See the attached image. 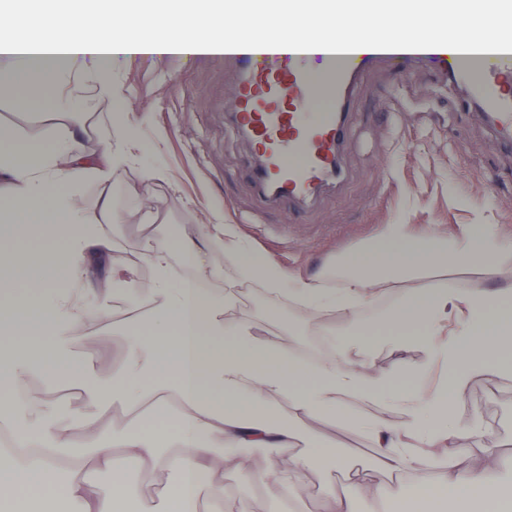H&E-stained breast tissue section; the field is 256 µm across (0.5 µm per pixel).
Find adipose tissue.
<instances>
[{
  "instance_id": "adipose-tissue-1",
  "label": "adipose tissue",
  "mask_w": 512,
  "mask_h": 512,
  "mask_svg": "<svg viewBox=\"0 0 512 512\" xmlns=\"http://www.w3.org/2000/svg\"><path fill=\"white\" fill-rule=\"evenodd\" d=\"M151 20L172 38L139 39ZM53 22L61 32L45 39ZM210 23L200 0H0V87L27 88L33 97H46L50 109L29 133L0 126V427L8 428L12 445L0 451V491H34L32 512H128L130 474L165 470L171 482L150 512H201L206 502L221 512L225 471L252 482L243 452L264 448L275 468L263 478L262 492L287 504L307 472L350 464L351 449L332 447L318 435L308 437L306 449L290 448L302 428L328 418L363 430L378 468L418 478L375 486L355 477L348 490L326 489L324 512H359L363 499L384 500L393 512H486L490 500L504 495L499 471L480 466L465 477L451 464L433 479L421 471L447 448L495 453L491 429L457 420L453 397L480 375L512 378V289H461L445 279L426 285L421 279L451 268H511L512 243H499L493 226L444 238L393 224L323 273L305 277L255 249L217 213L205 231L185 235L177 247L149 235L136 262L117 258L108 226L126 216L114 204L112 186L134 163L139 141L126 113L114 108L111 63L134 55H189L193 45L176 39V32L202 38ZM88 90L93 104L111 107L107 130L95 140L86 125L68 121L70 102ZM90 180L97 196L89 206L82 189ZM35 228L44 247L23 249ZM218 244L243 281L288 298L320 333L335 335L336 352L306 363L279 337L255 336L236 288L213 295L178 282L174 255L204 279L215 274L205 255ZM42 265L65 283L62 293L35 277ZM142 266L152 272L145 286L137 277ZM92 267L103 268L106 282L149 296L148 315L124 331V367L110 373L73 350L106 341L96 333L74 335L76 327L111 314L110 303L93 307L86 300ZM18 286L24 296H15ZM396 288L405 291L397 305L377 321L357 320L371 297ZM336 315L342 318L337 331ZM380 340L414 347L422 359L377 367L372 351ZM50 358L67 366V384L83 392L81 411L66 421L50 419L53 404L31 380ZM437 365L445 371L443 385L417 389ZM44 374L53 380V373ZM20 397L44 414L40 430L17 422ZM108 399L126 406L127 424L105 418L101 406ZM356 405L400 410L407 429L395 431L380 415L353 414ZM79 431L90 434L81 445L75 442ZM103 474L109 482H100Z\"/></svg>"
}]
</instances>
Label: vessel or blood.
<instances>
[{
    "label": "vessel or blood",
    "mask_w": 512,
    "mask_h": 512,
    "mask_svg": "<svg viewBox=\"0 0 512 512\" xmlns=\"http://www.w3.org/2000/svg\"><path fill=\"white\" fill-rule=\"evenodd\" d=\"M224 62L240 74L238 108L233 122L258 146L262 161L253 179L272 199L303 202L329 180L341 177L340 156L350 123V103L371 56L355 51H329L321 77H314L300 51L227 50ZM480 51H452L434 60L450 80L478 103L512 149V92L500 88V73L486 69ZM318 97L329 109L308 113Z\"/></svg>",
    "instance_id": "obj_1"
}]
</instances>
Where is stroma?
I'll return each instance as SVG.
<instances>
[{
    "label": "stroma",
    "instance_id": "35a3bbf8",
    "mask_svg": "<svg viewBox=\"0 0 512 512\" xmlns=\"http://www.w3.org/2000/svg\"><path fill=\"white\" fill-rule=\"evenodd\" d=\"M112 77L121 108L143 130L145 142L137 163L114 183L116 205L131 211L150 197L158 207L152 223L111 226L122 258L135 259L152 232L176 245L183 232L210 223L216 211L259 250L302 275L318 273L391 224L447 236L465 226L492 224L512 240V151L500 148L474 107L458 101L457 87L431 60L396 56L367 69L352 101L344 177L301 207L269 204L258 192L250 175L257 148L230 118L238 106L239 75L223 58L136 56L113 62ZM391 94L403 107L395 120L383 110ZM22 98V88L0 89V124L25 132L41 121L46 104L25 106ZM152 168L166 169L168 180H144L143 171ZM206 261L217 275L203 280V287L220 293L239 284L241 305L257 335L276 334L309 355L317 332L295 306L271 299L264 288L240 284L223 248L208 252ZM109 297L110 321L89 328L108 339L100 358L119 364L128 347L113 328L139 312L140 297L115 283ZM453 406L461 419L477 418L492 429L497 451L482 463L512 480V380L473 379L454 396ZM309 430L334 447L352 449L357 467L370 469L374 482H397V475L373 471L372 443L362 430L324 420L310 423ZM345 482L342 472H308L292 512H324L323 490ZM224 483L232 489L227 512H277V503L265 499L257 483L232 472L225 473Z\"/></svg>",
    "mask_w": 512,
    "mask_h": 512
}]
</instances>
